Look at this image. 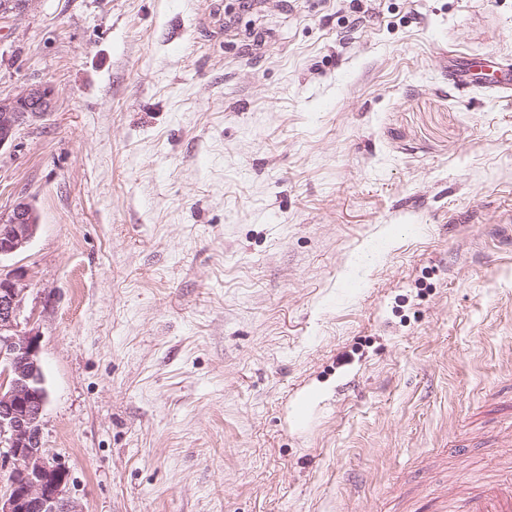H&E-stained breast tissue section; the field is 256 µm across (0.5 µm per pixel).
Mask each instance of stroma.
Segmentation results:
<instances>
[{
    "instance_id": "stroma-1",
    "label": "stroma",
    "mask_w": 512,
    "mask_h": 512,
    "mask_svg": "<svg viewBox=\"0 0 512 512\" xmlns=\"http://www.w3.org/2000/svg\"><path fill=\"white\" fill-rule=\"evenodd\" d=\"M512 0H26L0 216L79 512H426L512 463ZM306 426L291 422L297 390ZM453 60L451 79L460 86H481L499 96H512V64L499 60L494 55L485 59L459 57L448 52ZM49 88H30L14 98L0 99V149L12 143L17 127L29 117L47 112L51 105ZM38 224L27 202L21 201L11 213L0 219V259L15 254L35 236Z\"/></svg>"
}]
</instances>
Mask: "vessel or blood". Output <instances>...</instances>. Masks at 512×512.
<instances>
[{"instance_id":"vessel-or-blood-1","label":"vessel or blood","mask_w":512,"mask_h":512,"mask_svg":"<svg viewBox=\"0 0 512 512\" xmlns=\"http://www.w3.org/2000/svg\"><path fill=\"white\" fill-rule=\"evenodd\" d=\"M451 78L460 86H480L500 96H512V64L495 56L454 57ZM438 512H512V469L478 484L461 479L444 490Z\"/></svg>"}]
</instances>
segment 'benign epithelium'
Instances as JSON below:
<instances>
[{"instance_id": "1", "label": "benign epithelium", "mask_w": 512, "mask_h": 512, "mask_svg": "<svg viewBox=\"0 0 512 512\" xmlns=\"http://www.w3.org/2000/svg\"><path fill=\"white\" fill-rule=\"evenodd\" d=\"M51 90L30 88L0 99V150L17 127L49 110ZM37 225L21 201L0 219V258L15 254L35 236ZM26 276L0 275V469L8 471L0 489V512H79L65 498V471L45 452L41 419L47 402L39 360V335L26 328Z\"/></svg>"}]
</instances>
